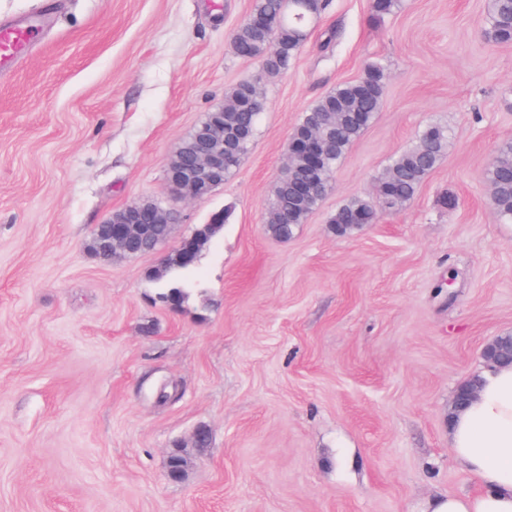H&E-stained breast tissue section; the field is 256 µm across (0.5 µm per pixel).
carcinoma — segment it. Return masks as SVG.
Returning a JSON list of instances; mask_svg holds the SVG:
<instances>
[{
	"mask_svg": "<svg viewBox=\"0 0 512 512\" xmlns=\"http://www.w3.org/2000/svg\"><path fill=\"white\" fill-rule=\"evenodd\" d=\"M398 0H371L372 16L382 19L394 12ZM326 7L325 0H317L305 11L295 6L292 0H256L253 11L238 26L232 37L236 54L257 58L265 72L276 75L288 70L291 62L304 46L308 37L309 17L319 14ZM304 13L302 19L296 14ZM265 19V24L253 23L255 17ZM488 34L497 43L507 44L512 37V0H489L486 16ZM388 81L386 67L379 62H371L362 75L349 82L341 83L328 94L317 100L304 112V116L323 115L328 126L335 129V144L324 158L321 181L329 184L338 163L344 158L353 143L372 124L380 111ZM259 84L246 82L237 85L224 100V129L230 130L246 119L250 101H263ZM431 143L423 149L415 144L406 149L385 168L377 183L386 186L401 206L414 199L419 187L436 167L448 149L452 133L446 126L430 125L425 129ZM302 164L295 159L293 165L285 168L274 189L267 217V232L278 239L287 240L294 235L295 228L306 222L317 208L321 198L297 205L293 201V169ZM486 177L491 187V202L500 217L512 221V140L502 142L496 156L486 168ZM350 211L357 212L362 222L369 223L377 218L369 201L353 199L339 207L330 216L329 223L338 224L342 216ZM223 228V224H198V251ZM195 264H185L177 252L169 253L168 258L150 277L166 281L165 288L158 294L159 299L182 308L187 299L184 286L170 275L178 271H190Z\"/></svg>",
	"mask_w": 512,
	"mask_h": 512,
	"instance_id": "obj_1",
	"label": "carcinoma"
}]
</instances>
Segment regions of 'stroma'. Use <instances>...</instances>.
<instances>
[{"instance_id": "stroma-1", "label": "stroma", "mask_w": 512, "mask_h": 512, "mask_svg": "<svg viewBox=\"0 0 512 512\" xmlns=\"http://www.w3.org/2000/svg\"><path fill=\"white\" fill-rule=\"evenodd\" d=\"M254 3L0 0V20H45L0 78V512H423L478 490L452 458L448 409L483 345L512 334V222L485 175L512 139V45L485 35L488 0H399L380 20L370 0H328L267 80L238 169L173 201L180 143L263 75L230 45ZM371 61L389 74L380 112L307 223L269 237L294 127ZM430 123L452 139L415 198L336 234L330 215L370 198ZM142 200L175 205L173 245L228 213L181 311L156 299L160 254L87 249Z\"/></svg>"}]
</instances>
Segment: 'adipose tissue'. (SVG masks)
Instances as JSON below:
<instances>
[{
    "instance_id": "1",
    "label": "adipose tissue",
    "mask_w": 512,
    "mask_h": 512,
    "mask_svg": "<svg viewBox=\"0 0 512 512\" xmlns=\"http://www.w3.org/2000/svg\"><path fill=\"white\" fill-rule=\"evenodd\" d=\"M481 379L450 428L453 456L480 490L429 501L427 512H512V366L490 368Z\"/></svg>"
}]
</instances>
